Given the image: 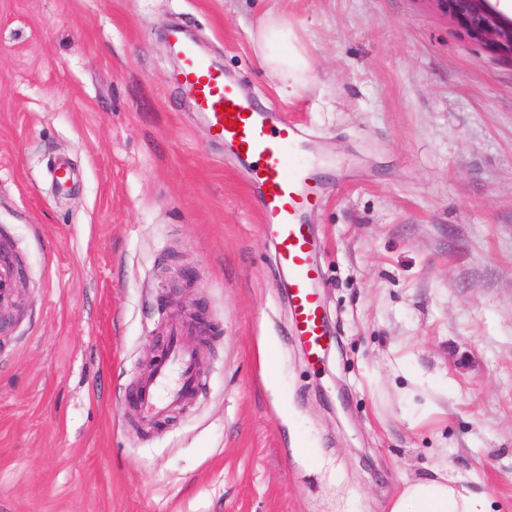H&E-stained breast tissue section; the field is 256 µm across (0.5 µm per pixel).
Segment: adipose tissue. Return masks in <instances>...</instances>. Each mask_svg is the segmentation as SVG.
<instances>
[{
  "mask_svg": "<svg viewBox=\"0 0 512 512\" xmlns=\"http://www.w3.org/2000/svg\"><path fill=\"white\" fill-rule=\"evenodd\" d=\"M291 36L275 13L266 15L257 33L262 67L284 76L308 68L306 56L291 48ZM389 512H491V507L485 495L469 490L461 478L438 474L406 485Z\"/></svg>",
  "mask_w": 512,
  "mask_h": 512,
  "instance_id": "obj_1",
  "label": "adipose tissue"
}]
</instances>
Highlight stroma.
Masks as SVG:
<instances>
[{
	"mask_svg": "<svg viewBox=\"0 0 512 512\" xmlns=\"http://www.w3.org/2000/svg\"><path fill=\"white\" fill-rule=\"evenodd\" d=\"M173 25L308 131L320 361ZM1 235L0 512H388L437 471L512 512V59L431 0H0ZM185 305L207 389L148 431L125 397ZM292 33L288 25L270 11L262 21L258 33L259 58L262 67L272 73L281 74L285 80L292 71L305 70L309 63L306 56L297 49L284 51L290 45ZM19 274L13 265L0 264V306L7 307L15 298Z\"/></svg>",
	"mask_w": 512,
	"mask_h": 512,
	"instance_id": "1",
	"label": "stroma"
}]
</instances>
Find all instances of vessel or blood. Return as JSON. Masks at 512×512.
Here are the masks:
<instances>
[{
  "label": "vessel or blood",
  "mask_w": 512,
  "mask_h": 512,
  "mask_svg": "<svg viewBox=\"0 0 512 512\" xmlns=\"http://www.w3.org/2000/svg\"><path fill=\"white\" fill-rule=\"evenodd\" d=\"M181 57L176 82L189 89L212 137L234 152L239 172L261 198L260 227L274 248L277 274L288 290L292 334L308 357L328 345L324 308L318 293L322 271L306 214L316 203L320 183L316 168L304 155L301 124L249 98L232 74L222 72L190 41L176 44ZM234 108L239 125H225L221 106ZM19 274L0 264V306L15 298ZM165 356L138 380L130 397L144 426L166 424L171 411L196 399L204 389L198 357L189 336L198 334L197 320L166 319Z\"/></svg>",
  "instance_id": "1"
}]
</instances>
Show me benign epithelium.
Returning a JSON list of instances; mask_svg holds the SVG:
<instances>
[{
  "mask_svg": "<svg viewBox=\"0 0 512 512\" xmlns=\"http://www.w3.org/2000/svg\"><path fill=\"white\" fill-rule=\"evenodd\" d=\"M452 15L467 32L490 51L512 58V21L502 18L489 0H431Z\"/></svg>",
  "mask_w": 512,
  "mask_h": 512,
  "instance_id": "7a95c632",
  "label": "benign epithelium"
}]
</instances>
